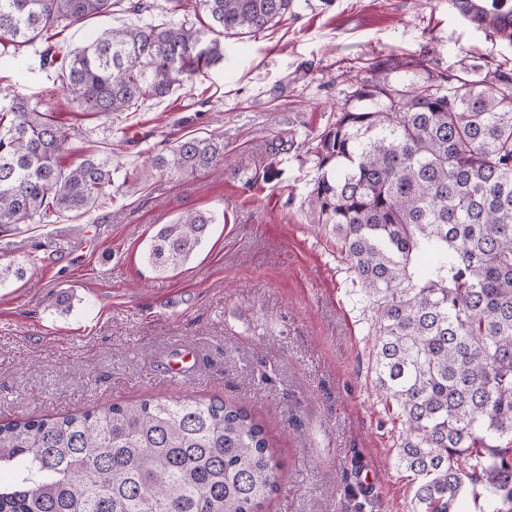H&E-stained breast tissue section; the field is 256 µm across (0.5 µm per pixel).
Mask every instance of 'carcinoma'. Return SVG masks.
Masks as SVG:
<instances>
[{
	"label": "carcinoma",
	"mask_w": 512,
	"mask_h": 512,
	"mask_svg": "<svg viewBox=\"0 0 512 512\" xmlns=\"http://www.w3.org/2000/svg\"><path fill=\"white\" fill-rule=\"evenodd\" d=\"M211 27L269 29L294 0H201ZM512 43V0H449ZM112 0H0V49L47 44ZM224 58L187 21L104 31L61 63L83 111L110 117L165 98ZM315 146L305 202L336 239L373 310L372 370L399 424L396 465L411 512H454L465 483L511 505L512 69L429 73L409 94L381 83L352 91ZM52 115L0 87V228L88 213L112 196L114 170L89 156L64 168ZM224 157V136L175 142L135 174L188 176ZM216 217L182 214L151 237L158 272L186 264ZM0 512H258L278 462L247 409L220 398L114 402L0 423Z\"/></svg>",
	"instance_id": "obj_1"
}]
</instances>
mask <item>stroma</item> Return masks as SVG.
<instances>
[{
  "instance_id": "1",
  "label": "stroma",
  "mask_w": 512,
  "mask_h": 512,
  "mask_svg": "<svg viewBox=\"0 0 512 512\" xmlns=\"http://www.w3.org/2000/svg\"><path fill=\"white\" fill-rule=\"evenodd\" d=\"M153 3L136 15L118 0L58 44L75 50L112 27L170 20L167 0ZM214 38L222 61L108 121L63 95L43 44L0 54V86L67 135L63 165L107 158L120 185L89 213L0 231V263L38 258L0 287V420L217 397L250 411L273 444L280 485L259 512H409L410 479L371 370L373 313L304 203L318 175L312 149L357 83L405 92L431 70L511 69L512 44L448 0H296L269 29ZM397 59L408 69H394ZM218 134V170L133 179L177 139ZM195 210L218 218L208 241L157 274L143 260L151 235ZM185 349L199 353V370L171 376L167 361Z\"/></svg>"
}]
</instances>
